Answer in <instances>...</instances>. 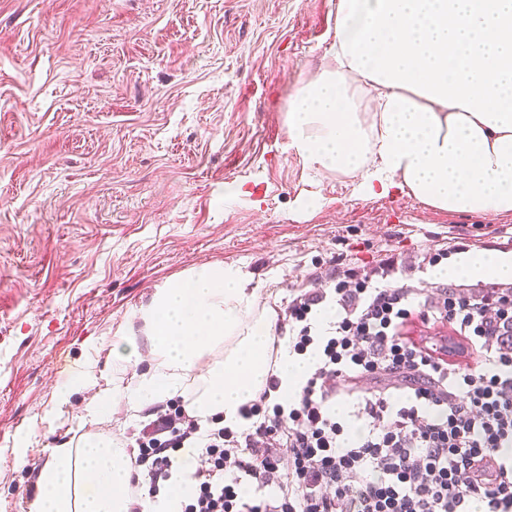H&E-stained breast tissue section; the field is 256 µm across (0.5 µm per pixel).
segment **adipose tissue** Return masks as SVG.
Returning <instances> with one entry per match:
<instances>
[{"label":"adipose tissue","mask_w":512,"mask_h":512,"mask_svg":"<svg viewBox=\"0 0 512 512\" xmlns=\"http://www.w3.org/2000/svg\"><path fill=\"white\" fill-rule=\"evenodd\" d=\"M331 60L297 86L287 112L290 145L304 162L357 178L382 197L406 191L451 213H512V0H338ZM432 276L512 281V254L470 251ZM234 266L190 269L136 312L137 336L112 349L113 388L93 396L104 417L116 398L132 413L182 397L203 425L248 426L240 411L269 376L295 397L319 353L274 338L269 309ZM223 359H213L216 348ZM144 359L134 382L127 366ZM190 449L147 512H180L194 493ZM133 461L100 435L55 448L35 482L36 512H129Z\"/></svg>","instance_id":"adipose-tissue-1"}]
</instances>
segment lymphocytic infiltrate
<instances>
[{"label": "lymphocytic infiltrate", "mask_w": 512, "mask_h": 512, "mask_svg": "<svg viewBox=\"0 0 512 512\" xmlns=\"http://www.w3.org/2000/svg\"><path fill=\"white\" fill-rule=\"evenodd\" d=\"M344 274L331 292H299L285 315L296 353L320 362L295 399L270 378L242 431L201 427L157 405L137 438L131 512L157 497L184 448L197 451L182 512H512V284L476 292ZM331 303L328 331L314 309ZM413 317L467 338L475 366L455 368L405 336ZM351 426L336 417L337 397Z\"/></svg>", "instance_id": "1"}]
</instances>
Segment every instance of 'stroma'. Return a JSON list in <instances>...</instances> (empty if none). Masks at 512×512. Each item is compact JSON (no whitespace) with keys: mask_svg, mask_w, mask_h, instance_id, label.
<instances>
[{"mask_svg":"<svg viewBox=\"0 0 512 512\" xmlns=\"http://www.w3.org/2000/svg\"><path fill=\"white\" fill-rule=\"evenodd\" d=\"M337 0H0V512L34 502L52 449L149 423L63 403L111 389L131 315L189 269L233 265L257 307L458 242L512 253V213L362 193L290 148L288 103L332 41ZM237 187L228 195V187Z\"/></svg>","mask_w":512,"mask_h":512,"instance_id":"obj_1","label":"stroma"}]
</instances>
